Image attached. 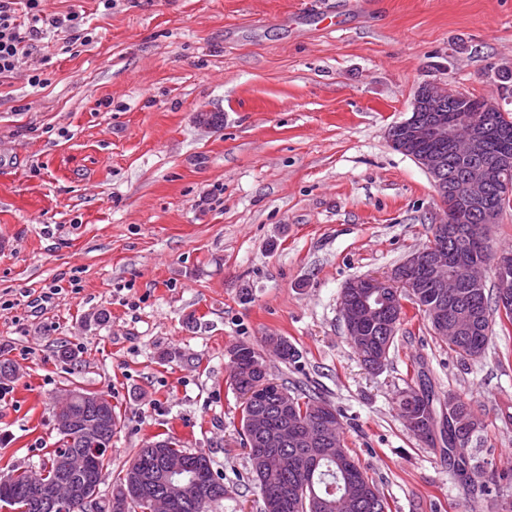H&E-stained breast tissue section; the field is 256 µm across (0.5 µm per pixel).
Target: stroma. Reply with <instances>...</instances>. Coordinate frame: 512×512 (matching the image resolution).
Here are the masks:
<instances>
[{
	"label": "stroma",
	"instance_id": "35a3bbf8",
	"mask_svg": "<svg viewBox=\"0 0 512 512\" xmlns=\"http://www.w3.org/2000/svg\"><path fill=\"white\" fill-rule=\"evenodd\" d=\"M47 6L81 13L92 39L35 42L0 78V349L18 369L0 398V474L40 469L64 390H103L119 415L106 481L167 433L223 476L216 512H260L229 351L273 332L300 359L270 358L271 373L336 409L391 512H501L407 429L396 397L425 372L484 421L473 455L512 465V323L464 360L406 301L370 371L340 294L426 246L443 215L432 178L388 138L421 83L512 112L497 79L512 70V0Z\"/></svg>",
	"mask_w": 512,
	"mask_h": 512
}]
</instances>
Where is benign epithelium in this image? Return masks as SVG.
<instances>
[{"label":"benign epithelium","mask_w":512,"mask_h":512,"mask_svg":"<svg viewBox=\"0 0 512 512\" xmlns=\"http://www.w3.org/2000/svg\"><path fill=\"white\" fill-rule=\"evenodd\" d=\"M429 96L446 97L448 101L462 102L465 97L450 84L426 81L414 96L411 116L398 123L399 139L391 145L412 157L434 178L437 196L448 205V220L436 225L437 238L424 248L411 254L384 277L364 276L350 280L346 287L355 289L357 297L343 295L340 303L346 335L357 341L362 339L360 329L367 323L382 318L387 308L396 309L402 304L401 296L414 300L419 290L431 288L443 297L448 289L464 282L473 286L484 285L482 269L493 264L496 270L495 288L500 305L512 303V252L488 253L485 246L490 230L497 223L499 212L489 203V191L495 185L512 189V152L492 151L491 142L500 132L474 112H499L501 106L483 99L477 108L464 105L456 110L436 109L422 112ZM470 162L465 175L446 181L440 173L446 157ZM428 317L435 324L439 335L456 339L463 334L465 320L457 307L440 306L427 309ZM82 394L67 391L64 401L54 411V428L60 434L74 433L83 440H97L112 433V419L100 416L80 421L70 411L69 405ZM336 412L327 405L320 406L310 426L292 427L294 442L305 448L326 445L327 434L332 431ZM288 430L279 435H267L266 427L256 430L254 446L260 460L269 467L280 464V457L269 448L287 438ZM78 465L74 452L61 450L53 459V467L61 474L74 470ZM132 483L136 492H143L150 484L162 486L167 491L163 507L170 509L186 498L206 499L213 488L194 470L183 457H164L154 471L135 470ZM67 495L60 496V487L42 482L30 484L33 504L42 512H70L78 506L81 512H96L99 503L98 482L89 472L81 481L66 485Z\"/></svg>","instance_id":"7a95c632"}]
</instances>
